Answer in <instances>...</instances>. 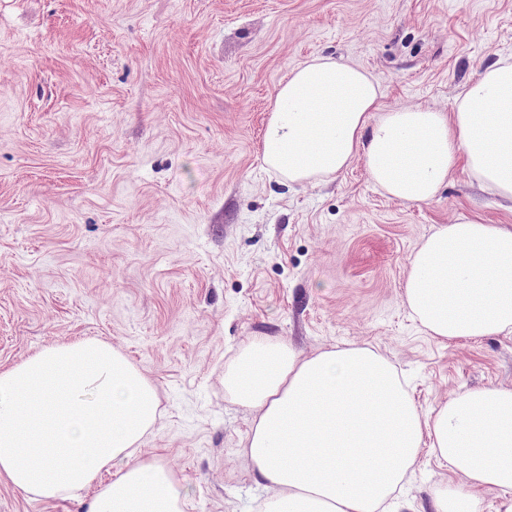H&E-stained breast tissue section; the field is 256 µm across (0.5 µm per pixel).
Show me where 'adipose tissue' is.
<instances>
[{"label":"adipose tissue","mask_w":512,"mask_h":512,"mask_svg":"<svg viewBox=\"0 0 512 512\" xmlns=\"http://www.w3.org/2000/svg\"><path fill=\"white\" fill-rule=\"evenodd\" d=\"M364 68L316 58L278 84L262 162L292 183L342 172L363 155L373 184L402 203L433 198L455 167L512 202V61L485 69L451 113L386 111ZM404 303L448 342L512 334V229L471 217L415 251ZM224 389L256 413L247 453L273 494L262 512H385L429 442L465 488L434 494L435 512H478L497 491L512 512V387L491 386L421 412L392 364L367 347L300 357L254 340ZM154 385L99 339L43 348L0 370V476L84 512H185L173 471L142 457L159 416Z\"/></svg>","instance_id":"1"}]
</instances>
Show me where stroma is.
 I'll return each mask as SVG.
<instances>
[{"instance_id": "stroma-1", "label": "stroma", "mask_w": 512, "mask_h": 512, "mask_svg": "<svg viewBox=\"0 0 512 512\" xmlns=\"http://www.w3.org/2000/svg\"><path fill=\"white\" fill-rule=\"evenodd\" d=\"M512 56V0H0V369L97 338L156 386L141 454L185 512H256L254 411L224 393L250 341L386 356L427 411L512 386V335L443 343L402 295L414 250L462 216L512 208L462 170L402 203L363 157L294 184L262 164L277 84L314 57L362 65L384 109L451 112ZM462 484L422 451L396 503L434 512ZM0 512H79L0 477Z\"/></svg>"}]
</instances>
